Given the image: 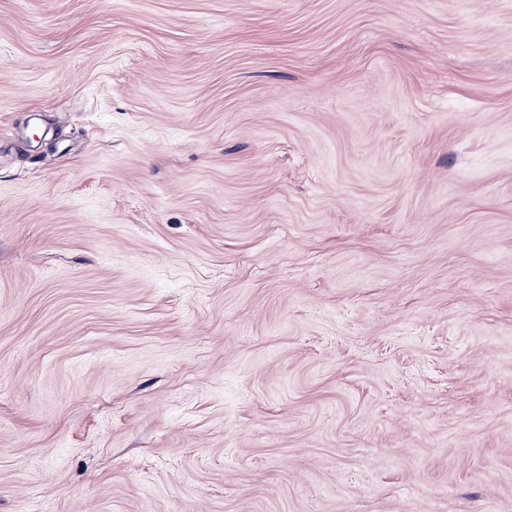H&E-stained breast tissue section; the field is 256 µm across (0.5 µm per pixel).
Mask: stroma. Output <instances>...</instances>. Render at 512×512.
I'll return each instance as SVG.
<instances>
[{
    "instance_id": "obj_1",
    "label": "stroma",
    "mask_w": 512,
    "mask_h": 512,
    "mask_svg": "<svg viewBox=\"0 0 512 512\" xmlns=\"http://www.w3.org/2000/svg\"><path fill=\"white\" fill-rule=\"evenodd\" d=\"M0 512H512V0H0Z\"/></svg>"
}]
</instances>
